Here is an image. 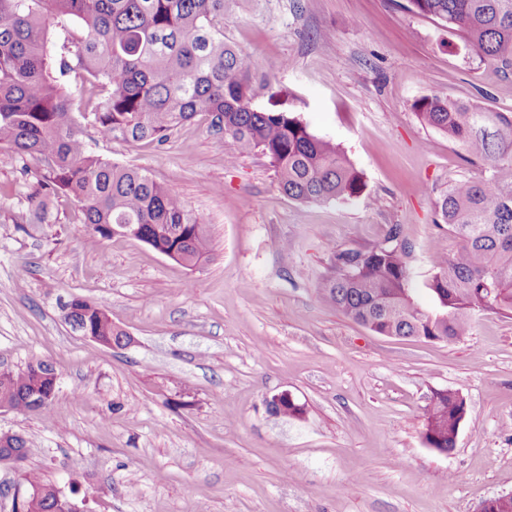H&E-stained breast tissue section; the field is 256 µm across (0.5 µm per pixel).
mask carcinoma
Listing matches in <instances>:
<instances>
[{"label":"carcinoma","instance_id":"1","mask_svg":"<svg viewBox=\"0 0 512 512\" xmlns=\"http://www.w3.org/2000/svg\"><path fill=\"white\" fill-rule=\"evenodd\" d=\"M457 35L470 57L512 62V0H408ZM255 59L224 41V0H0V147L30 156L36 190L26 220L45 224L51 204L66 197L94 234L133 224L157 252L174 251L197 266L208 254L206 225L146 171L96 155L83 136L164 142L203 113L209 128L241 153L266 156L280 189L305 203L360 197L363 174L341 147L312 134L287 111H259L254 98L271 85L253 84ZM81 77L79 97L69 87ZM420 120L473 151L481 176L459 179L434 202L457 251L432 259L425 282L433 306L414 300L411 249L393 224L370 247L338 246L321 298L347 318L383 336L457 342L480 312L512 316V113L432 96L415 102ZM74 320L105 338L125 335L82 298L65 303ZM32 378L0 370V404L29 412ZM463 396L433 393L424 438L452 452ZM48 493L26 512H53Z\"/></svg>","mask_w":512,"mask_h":512}]
</instances>
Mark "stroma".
Here are the masks:
<instances>
[{"instance_id": "1", "label": "stroma", "mask_w": 512, "mask_h": 512, "mask_svg": "<svg viewBox=\"0 0 512 512\" xmlns=\"http://www.w3.org/2000/svg\"><path fill=\"white\" fill-rule=\"evenodd\" d=\"M407 0H224V39L259 59V110L293 112L338 144L366 198L302 203L268 159L241 154L196 116L163 144L85 137L145 170L210 230L189 269L129 237L103 239L61 198L24 224L35 174L0 155V368L40 359L48 414L0 412L24 466L0 464V512L39 471L79 512H478L512 494V316L479 313L448 343L378 335L323 301L334 247L370 246L398 224L422 275L459 243L437 221L449 183L477 158L420 122L423 96L512 112V65L469 57ZM99 303L130 333L107 348L62 306ZM453 389L468 414L450 454L427 446L424 412ZM289 391L300 419L266 401Z\"/></svg>"}]
</instances>
